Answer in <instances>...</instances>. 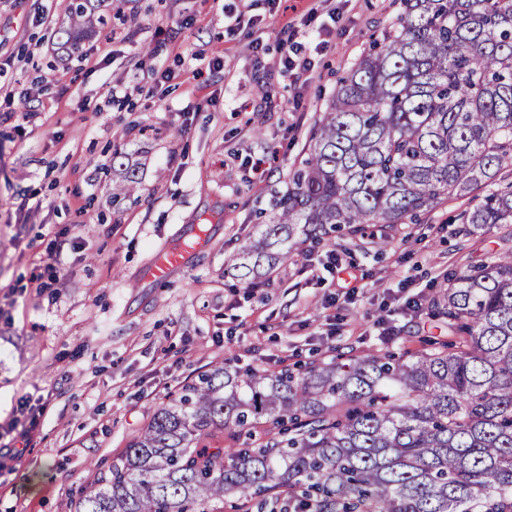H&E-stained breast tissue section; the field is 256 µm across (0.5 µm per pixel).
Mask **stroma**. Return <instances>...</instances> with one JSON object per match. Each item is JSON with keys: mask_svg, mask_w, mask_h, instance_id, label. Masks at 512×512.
Masks as SVG:
<instances>
[{"mask_svg": "<svg viewBox=\"0 0 512 512\" xmlns=\"http://www.w3.org/2000/svg\"><path fill=\"white\" fill-rule=\"evenodd\" d=\"M108 3L127 26L70 56L54 36L64 0H0V113L12 114L0 122V512H71L213 362L277 371L339 348L424 350L435 330L408 301L512 249V224H460L475 192L399 225L385 250L371 225L299 246L261 287L238 282L236 255L400 0ZM229 9L256 25L227 32ZM324 28L310 71L282 75L283 39ZM153 65L171 80H144ZM127 164L136 192L118 205ZM187 237L196 248L155 284L154 255ZM23 402L39 421L27 442L11 425Z\"/></svg>", "mask_w": 512, "mask_h": 512, "instance_id": "obj_1", "label": "stroma"}]
</instances>
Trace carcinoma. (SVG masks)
I'll return each instance as SVG.
<instances>
[{"label":"carcinoma","instance_id":"cac0c4a2","mask_svg":"<svg viewBox=\"0 0 512 512\" xmlns=\"http://www.w3.org/2000/svg\"><path fill=\"white\" fill-rule=\"evenodd\" d=\"M106 0H66L73 53ZM310 135L259 239L233 269L254 284L304 234L377 242L441 203L512 224V0H403ZM448 335L418 354L336 352L278 372L220 361L182 387L84 491L75 512H512V252L430 299ZM238 444L229 450L224 439Z\"/></svg>","mask_w":512,"mask_h":512}]
</instances>
